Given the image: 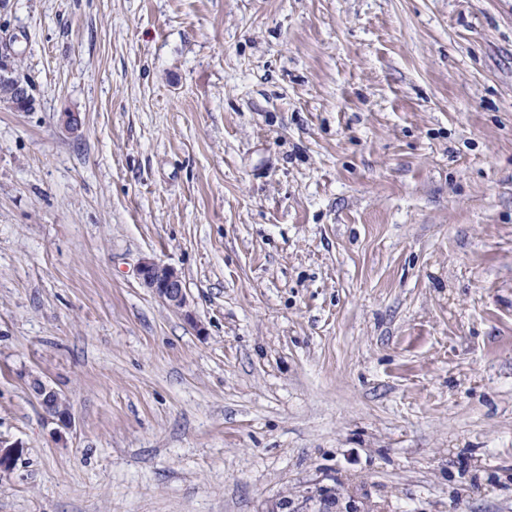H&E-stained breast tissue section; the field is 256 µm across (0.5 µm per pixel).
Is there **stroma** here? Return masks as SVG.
I'll use <instances>...</instances> for the list:
<instances>
[{"label": "stroma", "instance_id": "obj_1", "mask_svg": "<svg viewBox=\"0 0 512 512\" xmlns=\"http://www.w3.org/2000/svg\"><path fill=\"white\" fill-rule=\"evenodd\" d=\"M1 62L0 512H512V0H0ZM139 275L144 286L151 290L162 304L187 321L195 323L196 319L190 310L182 277L175 268L154 259H144L140 263ZM29 387L43 411L59 426L69 428L71 412L60 391L39 376H32Z\"/></svg>", "mask_w": 512, "mask_h": 512}]
</instances>
